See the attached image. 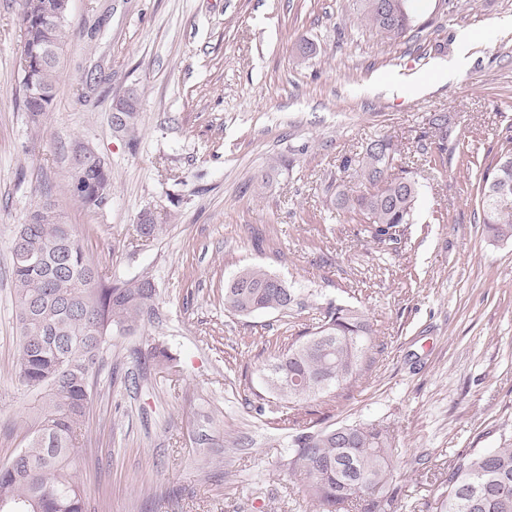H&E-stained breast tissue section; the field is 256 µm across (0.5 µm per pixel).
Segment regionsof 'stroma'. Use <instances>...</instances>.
Listing matches in <instances>:
<instances>
[{
    "label": "stroma",
    "instance_id": "stroma-1",
    "mask_svg": "<svg viewBox=\"0 0 512 512\" xmlns=\"http://www.w3.org/2000/svg\"><path fill=\"white\" fill-rule=\"evenodd\" d=\"M21 2L0 0V465L37 427V397L15 377L9 244L46 200L94 264L156 288L152 313L96 368L75 470L88 512H314L287 467L293 424L254 402L285 318L224 309L226 284L252 264L298 289L292 334L331 301L368 318L355 378L299 413L307 432L387 429L399 512H435L449 463L512 447V242L487 236L474 175L435 166L428 126L452 117L453 157L494 155L512 136V0H416L395 40L364 26L358 0H72L36 124L21 104ZM438 65L447 80L433 79ZM130 89L132 139L111 124ZM382 136L419 179L394 243L332 203L360 182L343 157ZM82 148L112 173L97 207L70 191ZM274 157L284 166L270 169ZM146 212L167 231L134 240ZM155 342L169 362L141 369Z\"/></svg>",
    "mask_w": 512,
    "mask_h": 512
}]
</instances>
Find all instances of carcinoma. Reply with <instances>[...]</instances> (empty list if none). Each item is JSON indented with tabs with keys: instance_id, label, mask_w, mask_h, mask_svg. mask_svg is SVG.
I'll return each instance as SVG.
<instances>
[{
	"instance_id": "carcinoma-1",
	"label": "carcinoma",
	"mask_w": 512,
	"mask_h": 512,
	"mask_svg": "<svg viewBox=\"0 0 512 512\" xmlns=\"http://www.w3.org/2000/svg\"><path fill=\"white\" fill-rule=\"evenodd\" d=\"M41 0H23L21 22L24 41L21 55L30 71H22L24 111L39 122L53 104L55 84L66 41V21L49 23L40 12ZM388 12L377 0H360L362 20L385 39L405 35L411 22L412 0ZM52 43V61L42 60V47ZM35 85L39 97L28 94ZM112 105L125 116L121 135L135 134L139 119V94L128 91ZM445 151L453 133L448 113L436 112L428 121ZM512 160V138L485 164L475 183L476 201L489 238L512 242V200L499 202L492 190L500 178L512 181L503 163ZM401 153L384 137L370 142L359 161L361 187L340 190L336 209L358 216L373 226L379 241H396L397 228L413 223L418 197L417 181L408 169L391 170ZM112 188L104 163L73 170L70 190L83 204L99 206L106 196L98 190ZM141 239L164 232L144 215L133 226ZM24 238L41 254L38 265L23 262L11 251V278L15 316L21 337L45 336L39 351L20 349L15 375L20 385L36 393L40 421L24 448L22 464L14 471L0 470V501L28 504L31 512H87L84 497L74 479L83 448L77 429L92 401L94 366L116 334L135 331L156 295L154 283L144 277L114 281L92 263L83 240L72 225L62 221L54 204L44 201L17 225L14 238ZM298 305L297 294L284 281L260 265L242 267L224 288V309L233 315L276 311L284 315ZM373 330L365 314L352 305L328 303L317 325L293 341L278 345L271 356L265 384L279 402L298 403L330 393L350 381L369 350ZM169 360L166 349L148 345L144 362L160 366ZM350 437L340 441L333 429L303 432L293 440L288 466L302 481L303 492L316 512H342L354 503L358 512H396L391 490L393 458L398 448L390 434L370 424L350 425ZM446 495L437 500V512H512V448L483 451L448 468ZM485 484L478 505L469 496L470 486Z\"/></svg>"
}]
</instances>
